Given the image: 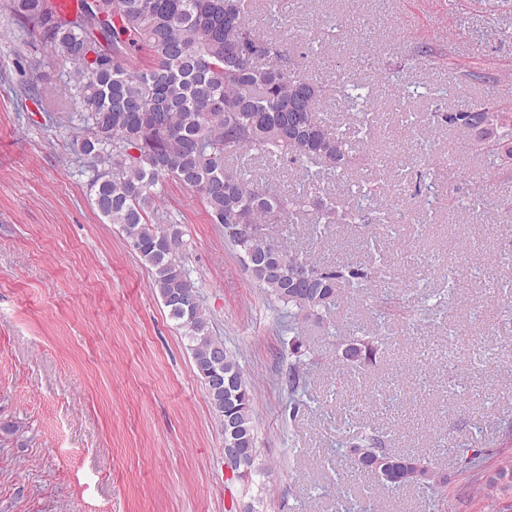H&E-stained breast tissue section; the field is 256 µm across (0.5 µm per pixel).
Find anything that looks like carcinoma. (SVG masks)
Listing matches in <instances>:
<instances>
[{
  "label": "carcinoma",
  "mask_w": 512,
  "mask_h": 512,
  "mask_svg": "<svg viewBox=\"0 0 512 512\" xmlns=\"http://www.w3.org/2000/svg\"><path fill=\"white\" fill-rule=\"evenodd\" d=\"M227 0H98V10L110 16L107 46L89 63L71 51L90 36L83 17L86 0H79L73 19L55 7L43 12L44 0H9L10 10L43 27L52 20L47 39L74 65V90L88 111L86 134L78 149L108 166L92 188L93 205L108 224L121 227L131 250L149 268L152 285L170 318L184 329L196 375L218 418L224 419V441L251 449L230 466L237 476L259 471L252 409L253 388L236 357L213 336L210 318L201 303L183 305L188 293H198L186 267L183 233L179 225L158 216L157 185L172 179L201 192L210 220L232 224H286L290 217L314 207L319 224H371L385 220L364 213L363 201L381 192L371 186L358 196L338 202L312 201L305 191H280L249 176L231 161L256 151L268 160L288 159L299 167L303 183L313 186L336 171L353 166L351 144L318 115L323 98L302 66L291 61L288 44L268 38L250 22L246 0H234L224 18ZM139 46L148 62L132 72V60L114 30ZM448 126L481 137L493 132L496 150L512 161V114L496 109L448 112ZM167 228L158 230L157 225ZM246 258L252 278L294 315L322 319L339 306L341 286L360 284L371 272L358 265L335 269L310 264L299 253L281 250L278 273L267 270L268 248L259 237H231ZM302 265L315 275L310 288L294 285L293 266ZM338 345L337 356L351 364L372 360L371 340H350ZM303 341L295 336L285 384L297 392L303 379ZM350 456L360 453L371 472L392 487L423 485L435 489L442 475L428 466L427 477L415 480L405 463L419 461L414 454L395 455L373 433L349 443Z\"/></svg>",
  "instance_id": "cac0c4a2"
}]
</instances>
